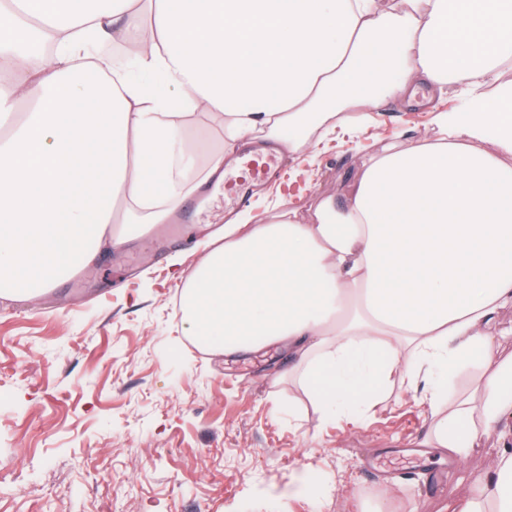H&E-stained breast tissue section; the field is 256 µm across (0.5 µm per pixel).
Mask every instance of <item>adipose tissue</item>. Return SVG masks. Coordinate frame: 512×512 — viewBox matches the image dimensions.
<instances>
[{
    "label": "adipose tissue",
    "mask_w": 512,
    "mask_h": 512,
    "mask_svg": "<svg viewBox=\"0 0 512 512\" xmlns=\"http://www.w3.org/2000/svg\"><path fill=\"white\" fill-rule=\"evenodd\" d=\"M0 0V282L14 295L167 223L224 177V153L288 152L342 113L460 93L437 134L364 154L344 203L228 224L187 276L183 319L227 354L284 342L322 406L368 413L376 387L419 394L436 447L490 475L449 512H512V0ZM497 84L495 105L484 89ZM218 119L224 148L197 117ZM494 140L497 153L485 150ZM475 367L476 392L444 398Z\"/></svg>",
    "instance_id": "1"
}]
</instances>
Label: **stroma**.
<instances>
[{
    "mask_svg": "<svg viewBox=\"0 0 512 512\" xmlns=\"http://www.w3.org/2000/svg\"><path fill=\"white\" fill-rule=\"evenodd\" d=\"M386 102L371 125L343 123L302 147L242 217L278 204L311 218L341 198L363 148L433 137L435 110ZM184 222L135 234L28 301L0 298V512H448L501 450L482 437L465 460L431 447L430 414L395 391L364 419L331 417L283 380L288 349L221 354L181 318L179 270L224 230V188L186 198ZM448 474L426 490L421 475Z\"/></svg>",
    "mask_w": 512,
    "mask_h": 512,
    "instance_id": "1",
    "label": "stroma"
}]
</instances>
